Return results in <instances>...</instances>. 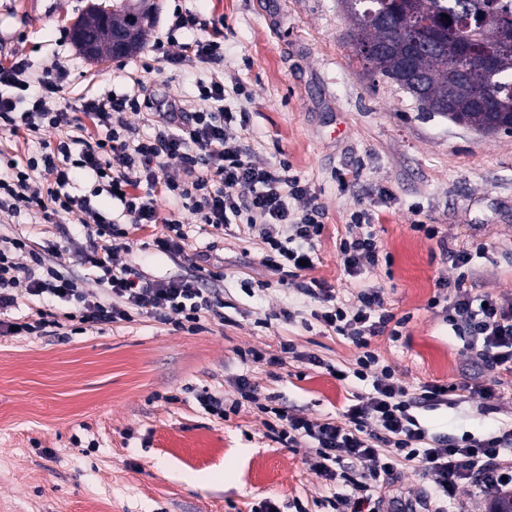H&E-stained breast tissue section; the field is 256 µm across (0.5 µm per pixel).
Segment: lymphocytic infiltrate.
I'll list each match as a JSON object with an SVG mask.
<instances>
[{
	"label": "lymphocytic infiltrate",
	"mask_w": 512,
	"mask_h": 512,
	"mask_svg": "<svg viewBox=\"0 0 512 512\" xmlns=\"http://www.w3.org/2000/svg\"><path fill=\"white\" fill-rule=\"evenodd\" d=\"M173 26L192 31L194 37L168 57V64L219 62V27H206L190 12L176 15ZM29 69L28 60L18 56L0 64V121L16 138L54 133L58 140L50 152L28 157L25 164L7 160V173L0 175V223L33 210L47 216L63 213L82 227L83 236L35 244L17 233L0 235V313L21 297L31 303L21 321L0 316V331L67 336L146 315L193 332L203 315L221 318L224 301L214 284L223 280V268L212 265L210 254L187 255L186 226L178 213L161 215L155 206L159 195L179 198L198 223L212 228L213 238L224 235L231 224H243L260 240L263 264L279 274L282 285L295 284L303 262L313 259L325 213L288 162L269 167L252 163L242 144L249 115L227 105L223 82L212 81L203 89L193 112L174 101L143 100L129 92L86 96L75 110L64 101L62 74L47 69L34 79ZM143 107L153 109L156 122L154 133L145 136L124 119L126 112ZM174 158L181 161L184 176L169 173L168 162ZM41 164L54 176L50 186L30 176ZM78 174L106 182L108 193L119 197L127 225L103 220L89 198L70 193ZM349 221L359 234L342 239L339 251L345 274L356 278L377 265L381 246L366 206L351 211ZM147 228L154 231L153 246L173 261H189L192 273L154 279L135 261L121 259V252L131 249L132 235ZM65 249L78 256L83 273L58 269ZM450 258L459 274L450 282L452 294L439 297L443 318L467 336L488 371L512 374V297L469 295L464 286L471 251H454ZM89 274L99 291L84 288ZM303 289L321 302L317 318L323 326L359 348L354 375L370 380L372 390L355 397L343 413V423L308 420L277 408L267 429L284 444L313 441L311 469L345 486L335 497L341 512H379L381 500L375 492L391 489L403 461L421 462L433 487L428 497L416 502L392 496L395 512H423L432 499L453 497L462 483L483 490L512 486V468L503 464L512 451V424L482 438L450 442L429 437L418 426L413 407L420 401L447 402L457 387L427 385L413 397L395 382L390 368H378L375 353L368 349L369 337L399 334L380 291L362 290L358 306L349 308L325 282L314 279ZM345 457L359 465L358 474H337Z\"/></svg>",
	"instance_id": "f902f5d3"
}]
</instances>
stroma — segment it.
I'll use <instances>...</instances> for the list:
<instances>
[{
  "mask_svg": "<svg viewBox=\"0 0 512 512\" xmlns=\"http://www.w3.org/2000/svg\"><path fill=\"white\" fill-rule=\"evenodd\" d=\"M92 0H0V60L25 57L33 74L63 73L66 97L125 92L193 108L212 79L238 87L232 108L248 112L251 161L288 160L326 214L312 269L348 305L378 287L384 306L405 318L399 338L370 337L379 363L410 392L429 384H488L492 403L462 394L413 414L429 436L480 438L512 423V376L493 377L431 301L455 278L449 251L485 245L467 283L473 294L512 293V135L485 136L420 112L387 81L365 77L345 46L348 24L338 0H156V21L134 56L98 63L75 46L72 26ZM190 10L224 23L219 64H166L190 34L171 31ZM357 174L349 187L338 169ZM366 205L389 263L348 277L338 250L349 213ZM436 225L437 238L414 231ZM79 228L61 214L22 215L0 233L36 242ZM260 241L231 231L216 252L224 268V317L192 333L135 317L64 339L0 335V512H251L266 499L280 512H334L340 483L308 465V443L268 435L263 406L314 421L341 418L369 383L336 377L350 370L356 346L317 320L321 304L283 287L262 264ZM289 342L294 352L286 353ZM280 357L243 363L241 351ZM320 366L310 364V357ZM247 378L254 401L226 419L206 413L202 390L237 399Z\"/></svg>",
  "mask_w": 512,
  "mask_h": 512,
  "instance_id": "35a3bbf8",
  "label": "stroma"
}]
</instances>
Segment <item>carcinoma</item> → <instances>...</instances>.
I'll return each mask as SVG.
<instances>
[{
    "instance_id": "obj_1",
    "label": "carcinoma",
    "mask_w": 512,
    "mask_h": 512,
    "mask_svg": "<svg viewBox=\"0 0 512 512\" xmlns=\"http://www.w3.org/2000/svg\"><path fill=\"white\" fill-rule=\"evenodd\" d=\"M141 10L94 5L73 28L92 31L98 43L111 26L130 31L125 56L141 49L156 13L152 0H137ZM351 24V55L369 78L381 77L412 96L423 112L485 135L512 133V0H340ZM488 13L482 32L477 21ZM448 18H443V15ZM496 58L490 71L469 68L475 46Z\"/></svg>"
}]
</instances>
